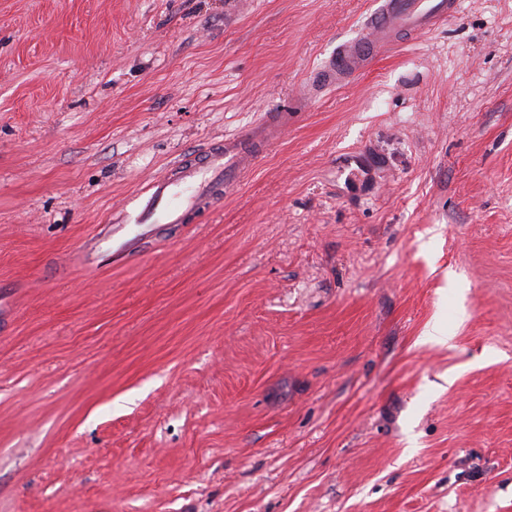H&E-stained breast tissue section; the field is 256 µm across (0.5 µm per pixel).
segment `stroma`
<instances>
[{
	"label": "stroma",
	"instance_id": "stroma-1",
	"mask_svg": "<svg viewBox=\"0 0 512 512\" xmlns=\"http://www.w3.org/2000/svg\"><path fill=\"white\" fill-rule=\"evenodd\" d=\"M374 8L0 0V512H512V0L314 90ZM279 103L219 205L82 255Z\"/></svg>",
	"mask_w": 512,
	"mask_h": 512
}]
</instances>
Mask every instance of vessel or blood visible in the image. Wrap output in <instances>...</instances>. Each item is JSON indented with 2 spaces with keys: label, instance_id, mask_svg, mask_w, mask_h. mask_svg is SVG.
Instances as JSON below:
<instances>
[{
  "label": "vessel or blood",
  "instance_id": "b4317fda",
  "mask_svg": "<svg viewBox=\"0 0 512 512\" xmlns=\"http://www.w3.org/2000/svg\"><path fill=\"white\" fill-rule=\"evenodd\" d=\"M458 7L459 0H377L362 35L339 44L335 56L315 72L313 85L328 89L347 84L399 42L423 36L454 18ZM287 124V110L270 108L258 126L173 164L136 206L113 212V261L139 253L157 239L160 227L188 223L201 207L222 200L238 177L264 157Z\"/></svg>",
  "mask_w": 512,
  "mask_h": 512
}]
</instances>
